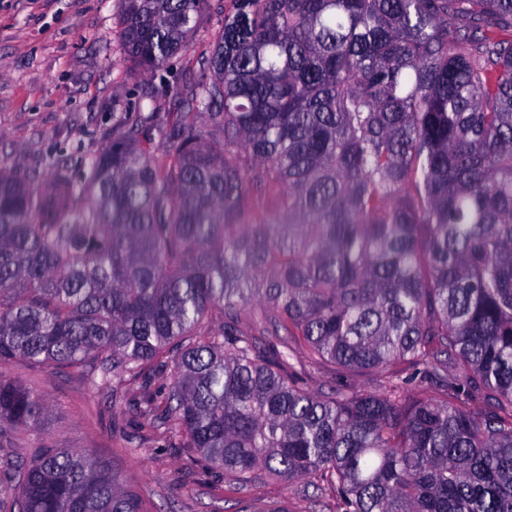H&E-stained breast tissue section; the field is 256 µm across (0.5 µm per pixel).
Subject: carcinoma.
I'll return each mask as SVG.
<instances>
[{"label":"carcinoma","instance_id":"obj_1","mask_svg":"<svg viewBox=\"0 0 512 512\" xmlns=\"http://www.w3.org/2000/svg\"><path fill=\"white\" fill-rule=\"evenodd\" d=\"M121 2L147 72L206 4ZM203 68L171 125L123 122L79 180L58 162L45 193L0 169V368L134 375L151 428L338 512H512V0H230ZM253 305L273 355L240 328ZM298 349L434 391L310 392ZM47 411L0 378L1 422ZM7 498L143 512L82 448L18 462Z\"/></svg>","mask_w":512,"mask_h":512}]
</instances>
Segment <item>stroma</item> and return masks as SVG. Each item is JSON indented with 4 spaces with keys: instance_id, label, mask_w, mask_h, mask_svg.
I'll return each mask as SVG.
<instances>
[{
    "instance_id": "35a3bbf8",
    "label": "stroma",
    "mask_w": 512,
    "mask_h": 512,
    "mask_svg": "<svg viewBox=\"0 0 512 512\" xmlns=\"http://www.w3.org/2000/svg\"><path fill=\"white\" fill-rule=\"evenodd\" d=\"M208 0L186 52L168 71L140 73L120 43L121 0H0V166L47 183L57 159L79 164L112 143L125 113L171 111L183 86L204 75L223 15ZM305 387L384 392L383 375L349 372L334 363H299ZM0 375L41 395L49 413L33 429L0 425V484L14 461L44 448H85L135 493L144 512H320L303 493L264 470L247 483L212 472L197 449L169 442L147 426L141 382L127 378L107 395L54 366L15 360Z\"/></svg>"
}]
</instances>
